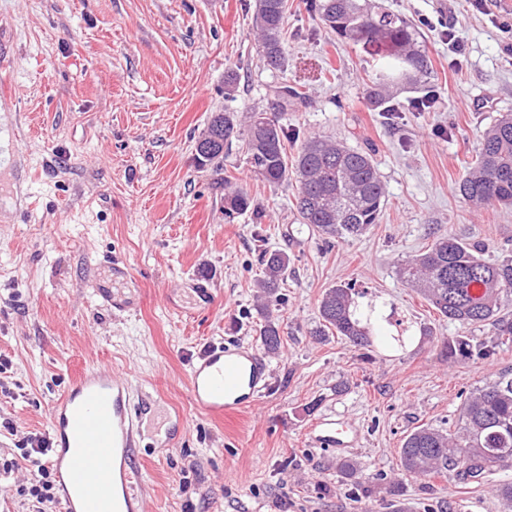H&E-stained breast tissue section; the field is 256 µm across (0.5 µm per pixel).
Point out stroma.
<instances>
[{
	"label": "stroma",
	"mask_w": 512,
	"mask_h": 512,
	"mask_svg": "<svg viewBox=\"0 0 512 512\" xmlns=\"http://www.w3.org/2000/svg\"><path fill=\"white\" fill-rule=\"evenodd\" d=\"M417 24L430 69L421 90L392 99L395 115L370 108L376 62L362 46L313 21L309 0H287L288 62L261 60L254 0H0V77L16 84L0 113L18 116L23 154L0 194V457L24 437L50 433L56 403L83 369L126 374L138 389L139 489L149 512H392L384 477L414 428L455 427L473 389L512 368V344L491 361L452 364L444 342L492 344L491 327L451 322L406 288L396 270L436 237L481 241L484 257L512 253V206L472 207L457 184L483 132L512 112V0H374ZM431 26H424L422 18ZM461 52H452L449 38ZM238 75L234 100L227 72ZM304 102L287 112L289 153L312 134L371 147L386 186L379 224L357 239L325 243L300 224L288 180L254 176L242 142L219 165L196 168V143L214 113L271 110L276 87ZM244 187L252 211L224 214L226 185ZM286 250L279 303L260 309L259 257ZM130 272L117 284L134 306L112 313L94 286L112 282L113 260ZM214 286L210 309L185 316L181 278ZM351 283L380 303L375 343L355 348L315 339L319 300ZM283 329L267 354L270 383L253 405L213 420L194 405L191 365L204 346L261 347L267 321ZM401 333L412 344L384 350ZM322 417L354 421L347 458L365 488L336 470L335 449L307 427ZM512 468L480 483L456 475L405 479L408 512H503L495 488Z\"/></svg>",
	"instance_id": "35a3bbf8"
}]
</instances>
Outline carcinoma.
Segmentation results:
<instances>
[{
  "label": "carcinoma",
  "instance_id": "cac0c4a2",
  "mask_svg": "<svg viewBox=\"0 0 512 512\" xmlns=\"http://www.w3.org/2000/svg\"><path fill=\"white\" fill-rule=\"evenodd\" d=\"M312 11L330 33L368 47H385L389 60L377 66L379 81L367 89L369 104L383 110L394 85L412 84L429 70L420 49L419 33L400 15L374 10L369 0H311ZM286 0H255L252 24L266 66L279 69L286 62L283 39ZM276 113L303 99L296 88H277ZM244 140L256 175L276 186L293 177L299 221L327 243L355 239L379 222L386 188L373 154L341 141L310 136L302 141L293 163H288V131L275 113L250 112L245 120L224 111V149ZM460 195L473 205L512 206V113H507L482 134L476 159L458 184ZM253 209L246 189L224 194V212ZM484 245L465 243L452 235L438 239L426 251L399 266L402 283L416 291L451 322L489 325L496 341L474 345L464 336L446 340L448 362L475 363L496 355L512 342V313L502 307L512 297V256L493 263L483 258ZM264 276L259 288L264 301L279 300L280 284L288 275V254L263 252ZM356 292L349 285L327 289L319 301L322 323L316 335L334 333L355 348L372 344L370 318L356 315ZM265 348L278 352L279 325L268 322L261 335ZM456 431L420 426L403 440L398 476L389 484L394 496L405 477L421 478L453 471L475 481L494 466L512 467V369L496 374L464 399ZM336 470L360 482L358 462L339 460Z\"/></svg>",
  "mask_w": 512,
  "mask_h": 512
}]
</instances>
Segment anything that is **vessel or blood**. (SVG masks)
<instances>
[{
	"label": "vessel or blood",
	"mask_w": 512,
	"mask_h": 512,
	"mask_svg": "<svg viewBox=\"0 0 512 512\" xmlns=\"http://www.w3.org/2000/svg\"><path fill=\"white\" fill-rule=\"evenodd\" d=\"M183 288L200 309L215 299L209 278L189 275ZM267 364L251 345H212L191 368L194 405L214 418L253 403L265 386ZM132 385L109 371L81 373L57 403L51 418L50 464L60 490L61 512H146L135 467L136 419ZM316 440L344 451L358 435L346 420L325 418L314 425Z\"/></svg>",
	"instance_id": "1"
}]
</instances>
